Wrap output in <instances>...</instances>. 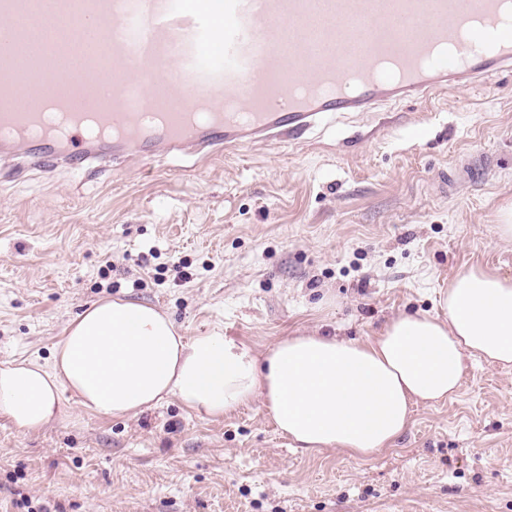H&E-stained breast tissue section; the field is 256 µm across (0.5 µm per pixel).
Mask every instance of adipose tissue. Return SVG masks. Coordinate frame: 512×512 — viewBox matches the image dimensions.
<instances>
[{"label": "adipose tissue", "instance_id": "obj_1", "mask_svg": "<svg viewBox=\"0 0 512 512\" xmlns=\"http://www.w3.org/2000/svg\"><path fill=\"white\" fill-rule=\"evenodd\" d=\"M438 306L399 313L366 340L297 332L257 354L217 330L185 338L152 305L105 299L70 323L51 365L0 363V418L41 429L66 390L112 418L170 398L220 418L259 396L293 447L368 459L408 429L417 406L456 395L470 362L512 366V276L469 267Z\"/></svg>", "mask_w": 512, "mask_h": 512}]
</instances>
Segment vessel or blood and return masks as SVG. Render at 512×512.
<instances>
[{"label": "vessel or blood", "mask_w": 512, "mask_h": 512, "mask_svg": "<svg viewBox=\"0 0 512 512\" xmlns=\"http://www.w3.org/2000/svg\"><path fill=\"white\" fill-rule=\"evenodd\" d=\"M500 0H0V153L70 84L112 86L95 139H29L45 155L107 165L135 146L194 152L298 138L316 116L425 101L494 70L512 71ZM455 42L452 53L436 44ZM161 121L141 132L144 112Z\"/></svg>", "instance_id": "b4317fda"}]
</instances>
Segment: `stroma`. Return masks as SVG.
Instances as JSON below:
<instances>
[{
	"instance_id": "35a3bbf8",
	"label": "stroma",
	"mask_w": 512,
	"mask_h": 512,
	"mask_svg": "<svg viewBox=\"0 0 512 512\" xmlns=\"http://www.w3.org/2000/svg\"><path fill=\"white\" fill-rule=\"evenodd\" d=\"M486 153L494 172L440 192L438 174ZM508 205L511 71L202 158L94 171L7 157L0 362H50L69 322L112 297L258 353L297 330L364 340L399 311H435L469 266L511 277L495 232ZM60 403L36 432L0 419V512H512V367L469 368L366 460L295 450L259 398L215 420L174 399L124 419Z\"/></svg>"
}]
</instances>
